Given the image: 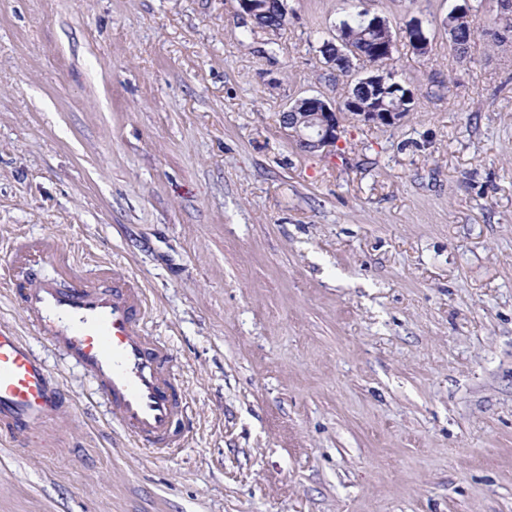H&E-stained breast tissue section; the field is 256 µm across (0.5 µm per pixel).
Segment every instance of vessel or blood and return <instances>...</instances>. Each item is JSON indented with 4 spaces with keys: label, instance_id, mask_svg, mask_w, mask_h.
Returning a JSON list of instances; mask_svg holds the SVG:
<instances>
[{
    "label": "vessel or blood",
    "instance_id": "vessel-or-blood-1",
    "mask_svg": "<svg viewBox=\"0 0 512 512\" xmlns=\"http://www.w3.org/2000/svg\"><path fill=\"white\" fill-rule=\"evenodd\" d=\"M30 254L21 296L25 320L90 378L138 442L178 447L184 396L171 371L169 348L147 332L139 285L116 271L104 284L80 278L64 286L34 272L52 256L51 246H32ZM65 405L46 362L12 324L1 321L0 432L20 436L46 429Z\"/></svg>",
    "mask_w": 512,
    "mask_h": 512
}]
</instances>
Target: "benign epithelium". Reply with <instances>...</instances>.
I'll return each mask as SVG.
<instances>
[{
  "label": "benign epithelium",
  "mask_w": 512,
  "mask_h": 512,
  "mask_svg": "<svg viewBox=\"0 0 512 512\" xmlns=\"http://www.w3.org/2000/svg\"><path fill=\"white\" fill-rule=\"evenodd\" d=\"M370 30L381 35L380 51L387 56L392 55L393 39L388 22L375 16L369 20ZM406 32L419 31L413 36L408 46L412 52L425 56L430 50L429 38L423 34V26L419 21H412L405 27ZM341 61H336V58ZM328 55L325 63L334 67L342 65V76L348 85L363 87L370 92L372 106H363L357 97L349 94L346 98L347 108L352 111L358 121L367 125L397 126L406 117L404 112H396L387 107L383 99L402 84L394 81L393 74L380 72L383 63L372 64L374 70L361 72L351 55L342 53L340 56ZM281 122L288 129V135L304 152L315 153L333 148L340 140L341 121L336 108L317 96L303 97L294 102L289 110L282 114Z\"/></svg>",
  "instance_id": "benign-epithelium-1"
}]
</instances>
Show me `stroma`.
Segmentation results:
<instances>
[{
  "label": "stroma",
  "mask_w": 512,
  "mask_h": 512,
  "mask_svg": "<svg viewBox=\"0 0 512 512\" xmlns=\"http://www.w3.org/2000/svg\"><path fill=\"white\" fill-rule=\"evenodd\" d=\"M0 0V320L56 373L63 415L0 437V512H512V45L483 0ZM365 11L398 40L401 125L344 116L302 152L281 115L348 88L320 46ZM38 276L131 274L186 399L158 455L24 323ZM448 41L451 42L453 50L459 59H465L468 56L471 44L474 42L478 29L474 27L472 18L467 14L455 13V9L448 13ZM444 21V25L446 23Z\"/></svg>",
  "instance_id": "stroma-1"
}]
</instances>
